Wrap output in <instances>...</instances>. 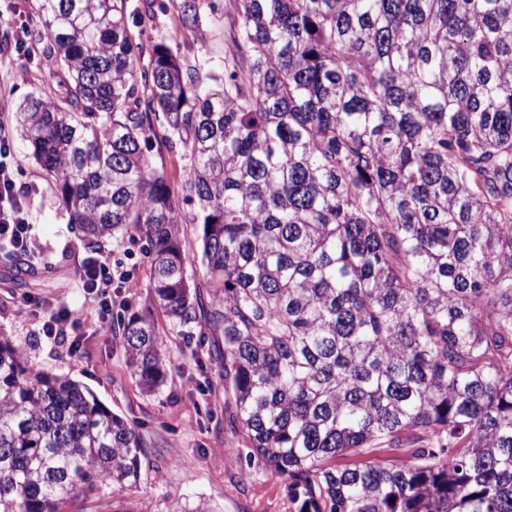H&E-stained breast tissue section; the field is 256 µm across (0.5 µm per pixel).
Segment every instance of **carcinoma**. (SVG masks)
Masks as SVG:
<instances>
[{
    "instance_id": "carcinoma-1",
    "label": "carcinoma",
    "mask_w": 512,
    "mask_h": 512,
    "mask_svg": "<svg viewBox=\"0 0 512 512\" xmlns=\"http://www.w3.org/2000/svg\"><path fill=\"white\" fill-rule=\"evenodd\" d=\"M231 6L222 74L129 25L195 33L217 0H40L26 27L63 74L16 112L28 156L89 243L145 242L147 308L117 319L132 375L164 383L157 314L224 339L247 462L300 512H512V0ZM143 456L0 337V512L126 491ZM199 234H200V226L196 224H184L183 230V245L187 252H189L190 256L196 255V259L192 263V266H189V274L192 276L195 285L200 287V291L207 298L208 292V283L206 270L200 263V254H199Z\"/></svg>"
}]
</instances>
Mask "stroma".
I'll use <instances>...</instances> for the list:
<instances>
[{
  "instance_id": "stroma-1",
  "label": "stroma",
  "mask_w": 512,
  "mask_h": 512,
  "mask_svg": "<svg viewBox=\"0 0 512 512\" xmlns=\"http://www.w3.org/2000/svg\"><path fill=\"white\" fill-rule=\"evenodd\" d=\"M52 70L24 49L0 51V123L11 137V152L22 157L24 146L15 113L30 93L55 85ZM17 193L31 212V241L36 261L46 273L29 287H17L14 262L0 253V336L11 338L25 354L30 369L68 375L90 389L113 412L134 422L148 448L141 479L124 498L136 512H171L175 502L204 501L216 512H299L300 503L278 475L249 465L236 447L243 441L230 424L224 405V373L209 357L210 341L199 336L167 334L162 348L167 360L164 384L144 392L125 362L122 337L115 322L93 319V304L79 286L82 263L91 255L78 226L70 224L54 188L34 161L24 160L15 173ZM108 264L130 274L125 287L112 295L113 314L142 312L148 293L149 259L141 242L99 247ZM65 304L91 315L79 354L70 339L53 344L40 335L37 313L26 297Z\"/></svg>"
}]
</instances>
